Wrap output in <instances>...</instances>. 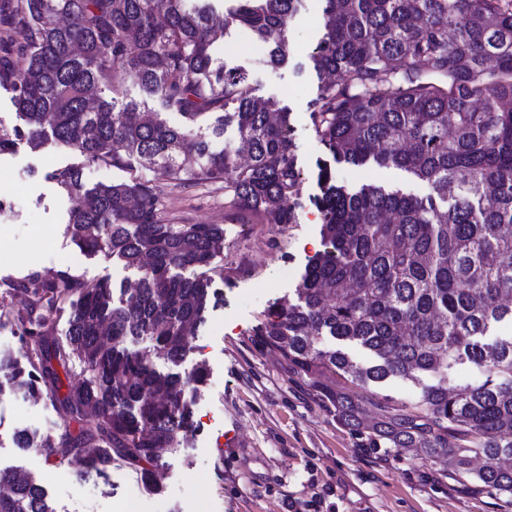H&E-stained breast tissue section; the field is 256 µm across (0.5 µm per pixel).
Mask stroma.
<instances>
[{
    "label": "stroma",
    "instance_id": "1",
    "mask_svg": "<svg viewBox=\"0 0 512 512\" xmlns=\"http://www.w3.org/2000/svg\"><path fill=\"white\" fill-rule=\"evenodd\" d=\"M321 0H298L288 30L286 65L271 66L258 42H242L237 31L224 39L220 58L246 73L254 95L288 113V135L300 171L295 220L282 226L258 215L232 216L223 185L203 183L183 190L163 187L162 212L170 224H220L224 227L223 300L207 324L190 340L191 350L179 364L158 358L159 371L191 373L208 368L203 385L192 395L195 416H211L207 438H190L184 448L156 465L162 490L148 494L149 512H192L195 486L207 492V512H512V498L475 490L451 474L447 463L405 452L363 448L358 437L336 418L311 382L295 376L275 351L263 348L258 333L277 301L294 297L307 264L321 253L324 165H331L337 183L359 188L378 183L417 196L430 186L399 169L332 164L319 142L310 103L320 81L310 56L322 33ZM69 166L82 167L88 183L149 182L159 184L155 170L138 163L123 168L86 164L68 147L47 143L33 147L19 137L0 155V196L13 208L0 214V283L33 272L66 271L93 281L134 282L138 274L122 262L90 257L66 235L73 197L48 175ZM65 251L67 264L56 253ZM289 276H282L283 268ZM0 422L34 435L59 438L77 432L55 398L34 399L12 388L0 391ZM235 432L233 446L224 435ZM31 473L46 486L57 512H117L142 475L113 462L102 478L74 476L69 463L47 456L44 449H21L0 443V468Z\"/></svg>",
    "mask_w": 512,
    "mask_h": 512
}]
</instances>
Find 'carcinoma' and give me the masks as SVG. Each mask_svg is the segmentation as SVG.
I'll return each instance as SVG.
<instances>
[{"label": "carcinoma", "mask_w": 512, "mask_h": 512, "mask_svg": "<svg viewBox=\"0 0 512 512\" xmlns=\"http://www.w3.org/2000/svg\"><path fill=\"white\" fill-rule=\"evenodd\" d=\"M322 2L311 55L317 76H330L312 103L320 143L338 164L401 169L433 194L350 189L324 172L326 249L259 336L361 447L446 455L474 488L512 497V468L498 464L512 458V335H494L512 324V0ZM294 12L295 0H235L217 28L208 0H0V89L27 125L0 127V154L24 133L35 148L59 142L90 164L142 159L174 187L222 183L236 212L290 224L298 167L288 113L255 99L214 44L246 29L283 65ZM129 81L142 99L127 96ZM103 87L111 98L97 96ZM154 97L182 121L144 111ZM229 125L232 153L216 147ZM49 178L81 199L71 244L123 262L137 288L117 304L108 279L57 271L18 282L29 303L17 326L31 343L23 362L0 356V384L58 399L80 428L53 441L17 430L14 442L71 455L97 476L118 458L155 481L150 466L188 438V391L206 369L164 373L152 357L182 360L217 300L224 225L165 223L146 183L89 186L76 166ZM57 317L70 327L64 345L46 340ZM141 336L154 354L127 347ZM73 356L89 377L68 381L61 397L57 368ZM465 363L480 377L450 384L448 370ZM394 378L418 385L417 396L377 402L348 388ZM474 457L486 461L476 472ZM0 512L56 508L39 479L15 469L0 471Z\"/></svg>", "instance_id": "obj_1"}]
</instances>
